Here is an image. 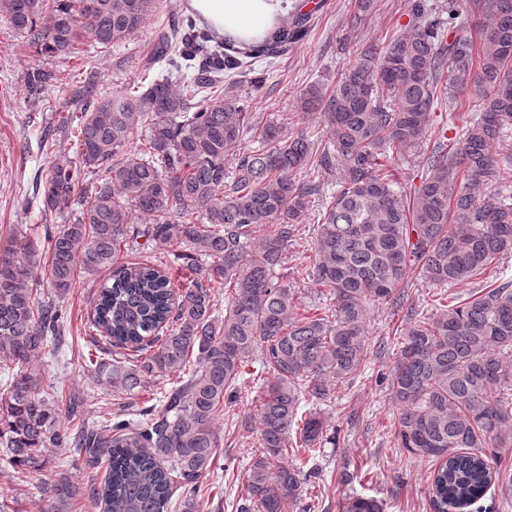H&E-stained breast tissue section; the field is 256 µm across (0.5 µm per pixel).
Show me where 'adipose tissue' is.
I'll use <instances>...</instances> for the list:
<instances>
[{
    "label": "adipose tissue",
    "mask_w": 512,
    "mask_h": 512,
    "mask_svg": "<svg viewBox=\"0 0 512 512\" xmlns=\"http://www.w3.org/2000/svg\"><path fill=\"white\" fill-rule=\"evenodd\" d=\"M216 34L254 46L269 37L290 12L302 9L304 0H185Z\"/></svg>",
    "instance_id": "ef3b65f1"
}]
</instances>
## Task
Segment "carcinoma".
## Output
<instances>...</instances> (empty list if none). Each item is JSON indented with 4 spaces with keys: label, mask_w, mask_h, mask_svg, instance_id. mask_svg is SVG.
Returning <instances> with one entry per match:
<instances>
[{
    "label": "carcinoma",
    "mask_w": 512,
    "mask_h": 512,
    "mask_svg": "<svg viewBox=\"0 0 512 512\" xmlns=\"http://www.w3.org/2000/svg\"><path fill=\"white\" fill-rule=\"evenodd\" d=\"M355 0L350 29L376 8ZM161 0H0V18L51 56L70 57L90 39L101 49L144 32ZM487 23L480 40L470 18ZM413 33L370 45L325 90L300 94L301 110L318 111L333 137L320 147L300 131L260 125L253 113L222 99L224 72L253 75L255 60L280 55L302 40L300 22L249 53L212 48L193 21L154 38L148 62L175 71L200 60L178 92L168 78L112 96L88 80L71 90L78 116L76 160L42 170L36 191L43 212L75 208L73 221L47 241L24 234L0 238V452L14 467L38 471L48 448H76L104 480L84 487L63 477L47 487L49 512H72L83 495L103 512H199L203 480L220 445L217 420L236 399L243 363L265 374L256 407L261 448L244 476L240 512H294L308 475L289 448L316 452L328 440L320 406L331 385L367 359L373 305L398 306L416 271L430 288L463 286L489 274L512 251V147L495 154L512 128V0H413ZM58 74L31 66L29 102ZM468 112L458 136L433 124L432 110ZM258 146L241 149L244 136ZM142 140L133 144L134 139ZM235 152L227 170L229 152ZM421 157L426 172L409 189L386 161ZM341 173L336 193L318 211L313 285L329 298L324 313L301 314L288 275L289 243L305 223L320 186L305 169ZM99 177L87 189L82 174ZM143 234L171 239L203 258L182 292L154 265L114 266L134 214ZM49 256V287L63 296L78 274L112 269L93 299L89 320L100 336L127 351L131 365L107 361L95 371L131 392L142 376L196 368L165 393L160 410L140 419L60 425V406L31 362L62 339L58 306L40 297L32 259ZM224 285V318L215 317L213 284ZM439 313L409 316L389 371L398 406V447L436 462L430 491L437 512H468L488 490L512 493V473L491 465L487 448L512 447V282L498 281ZM315 411L298 415L302 400ZM342 512H386L376 496L352 495Z\"/></svg>",
    "instance_id": "1"
}]
</instances>
